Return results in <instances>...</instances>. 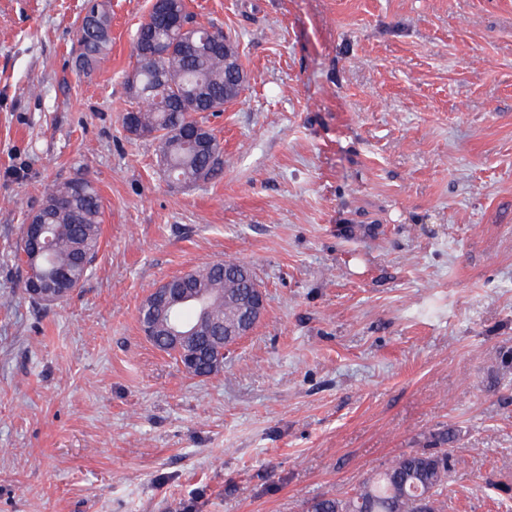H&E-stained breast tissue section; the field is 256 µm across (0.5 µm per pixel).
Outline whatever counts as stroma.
I'll list each match as a JSON object with an SVG mask.
<instances>
[{"label": "stroma", "mask_w": 512, "mask_h": 512, "mask_svg": "<svg viewBox=\"0 0 512 512\" xmlns=\"http://www.w3.org/2000/svg\"><path fill=\"white\" fill-rule=\"evenodd\" d=\"M0 0V512H303L455 435L443 512H512V0H185L245 89L224 174L181 187L122 126L151 0ZM103 202L90 275L23 288L46 186ZM250 265L266 312L196 378L139 322L152 288ZM112 19L103 3L92 4L84 16L80 30V53L76 58L78 69L92 70L107 55L112 43Z\"/></svg>", "instance_id": "35a3bbf8"}]
</instances>
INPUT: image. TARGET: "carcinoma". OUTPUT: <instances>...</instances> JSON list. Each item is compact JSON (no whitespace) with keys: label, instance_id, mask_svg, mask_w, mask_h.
Instances as JSON below:
<instances>
[{"label":"carcinoma","instance_id":"1","mask_svg":"<svg viewBox=\"0 0 512 512\" xmlns=\"http://www.w3.org/2000/svg\"><path fill=\"white\" fill-rule=\"evenodd\" d=\"M172 13L198 28L193 45L175 29L143 22L136 32L138 65L127 77V86L137 106L125 112L123 128L135 137H150L156 143L157 161L168 178L180 184H196L224 173V151L207 128L209 117L224 111V32H208L187 11L185 0H168ZM112 19L105 5L92 4L80 30L78 69L92 70L107 55L112 43ZM195 126L210 146L200 150L184 139L182 130ZM101 197L89 178L82 185L69 179L46 191L35 219L51 229L47 250L32 254L27 241L22 251L27 274L46 281L68 269L84 281L99 252ZM237 261L215 262L196 271L205 288H232L224 281V266ZM452 435L440 434L441 449L404 453L383 470L370 474L347 499L320 496L305 503L304 512H412L416 499L427 497L433 512H442L440 496L448 482L452 456L443 445Z\"/></svg>","mask_w":512,"mask_h":512}]
</instances>
